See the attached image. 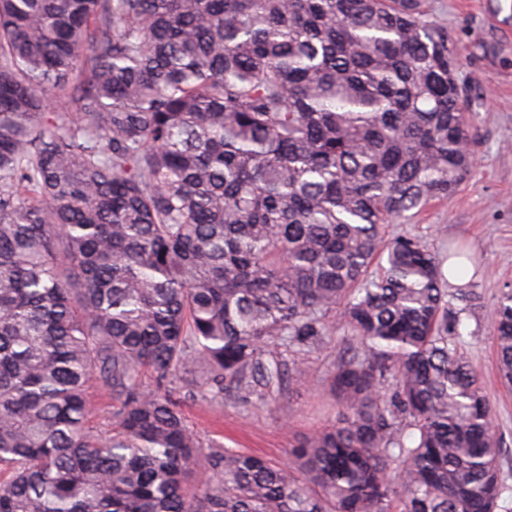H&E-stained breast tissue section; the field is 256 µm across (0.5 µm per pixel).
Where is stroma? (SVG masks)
<instances>
[{
    "mask_svg": "<svg viewBox=\"0 0 512 512\" xmlns=\"http://www.w3.org/2000/svg\"><path fill=\"white\" fill-rule=\"evenodd\" d=\"M429 16L448 29L458 54L456 76L465 87L462 106L470 123V176L449 199L432 202L410 222L389 225L392 235L445 243L468 256L465 278L481 295L464 314L457 345L481 375L494 407L501 441L499 469L506 488L498 512H512V389L500 383L490 314L503 288H512V0H427ZM346 347L345 333L329 318L318 348L307 356L312 378L266 401L230 394L210 403L172 395L204 444L235 448L276 462L296 435L333 424L335 400L326 378Z\"/></svg>",
    "mask_w": 512,
    "mask_h": 512,
    "instance_id": "1",
    "label": "stroma"
}]
</instances>
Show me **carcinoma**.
I'll return each mask as SVG.
<instances>
[{
  "label": "carcinoma",
  "mask_w": 512,
  "mask_h": 512,
  "mask_svg": "<svg viewBox=\"0 0 512 512\" xmlns=\"http://www.w3.org/2000/svg\"><path fill=\"white\" fill-rule=\"evenodd\" d=\"M461 98L424 0H0V512H497L465 254L386 237L470 174ZM333 312L335 423L203 447L175 385L265 401ZM491 335L509 388L512 288ZM89 397L91 400L92 416L90 425L94 430H103L108 424L109 418V399L107 391L101 386L100 383L93 381L89 389Z\"/></svg>",
  "instance_id": "1"
}]
</instances>
